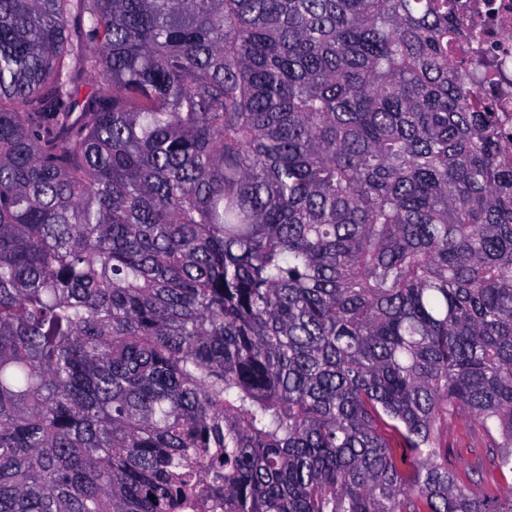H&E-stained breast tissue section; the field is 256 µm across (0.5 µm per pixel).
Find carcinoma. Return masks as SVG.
Here are the masks:
<instances>
[{
  "instance_id": "cac0c4a2",
  "label": "carcinoma",
  "mask_w": 512,
  "mask_h": 512,
  "mask_svg": "<svg viewBox=\"0 0 512 512\" xmlns=\"http://www.w3.org/2000/svg\"><path fill=\"white\" fill-rule=\"evenodd\" d=\"M457 0H0V512H512V112ZM155 499H150V496ZM441 437L448 442L451 455L448 459L453 467L463 475H474L481 465L486 463V442L488 437L478 425L466 417L457 414L448 417V426L440 429Z\"/></svg>"
}]
</instances>
